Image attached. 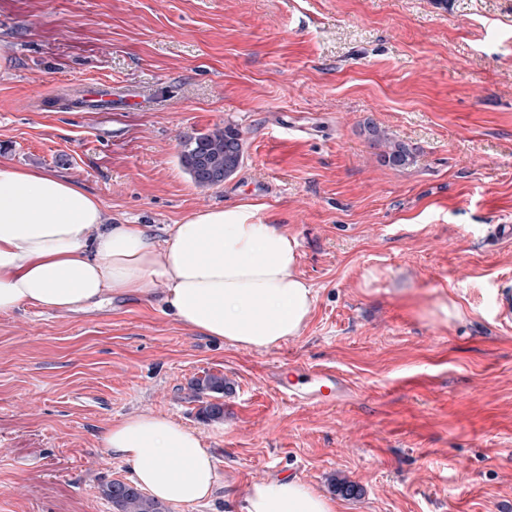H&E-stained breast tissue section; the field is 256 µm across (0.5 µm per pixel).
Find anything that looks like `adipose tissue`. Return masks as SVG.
I'll return each instance as SVG.
<instances>
[{
    "label": "adipose tissue",
    "mask_w": 512,
    "mask_h": 512,
    "mask_svg": "<svg viewBox=\"0 0 512 512\" xmlns=\"http://www.w3.org/2000/svg\"><path fill=\"white\" fill-rule=\"evenodd\" d=\"M299 242L239 204L201 211L155 236L147 224L107 223L100 201L42 169L0 163V314L25 305L60 314L116 296L158 295L193 332L261 351L300 336L316 293L298 271ZM162 292H155V285ZM101 446L142 492L172 504L211 496L218 476L200 433L170 416L133 413ZM239 512H336L297 478L255 483Z\"/></svg>",
    "instance_id": "ef3b65f1"
}]
</instances>
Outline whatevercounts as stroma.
<instances>
[{"mask_svg":"<svg viewBox=\"0 0 512 512\" xmlns=\"http://www.w3.org/2000/svg\"><path fill=\"white\" fill-rule=\"evenodd\" d=\"M0 40L1 160L58 172L114 224L259 206L317 296L262 351L155 300L0 315V512H116L100 487L129 472L99 438L135 412L213 450L214 496L167 512H226L274 476L338 512H512V322L492 305L512 293V0H0ZM97 82L147 100L71 106ZM368 120L415 164H379ZM228 124L242 163L199 189L181 141ZM444 296L460 319L417 313ZM292 366L336 371L342 397L290 403ZM207 372L230 386L218 422L188 388Z\"/></svg>","mask_w":512,"mask_h":512,"instance_id":"obj_1","label":"stroma"}]
</instances>
